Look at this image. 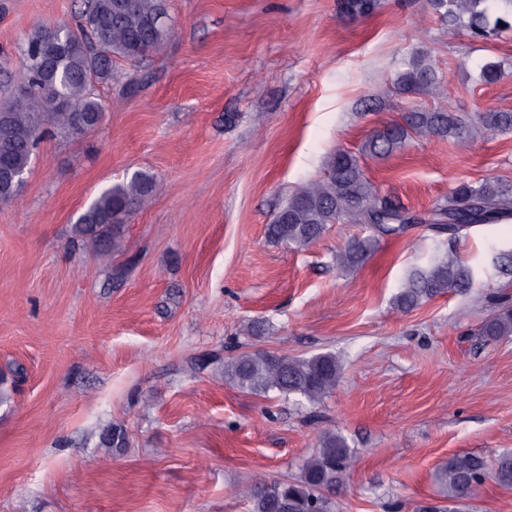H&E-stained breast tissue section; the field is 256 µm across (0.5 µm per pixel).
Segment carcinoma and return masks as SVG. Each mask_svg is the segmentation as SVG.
I'll use <instances>...</instances> for the list:
<instances>
[{
	"label": "carcinoma",
	"instance_id": "cac0c4a2",
	"mask_svg": "<svg viewBox=\"0 0 512 512\" xmlns=\"http://www.w3.org/2000/svg\"><path fill=\"white\" fill-rule=\"evenodd\" d=\"M378 0H339L342 14H372ZM429 11L450 29L475 38L512 31V0H427ZM166 0H85L76 27L40 23L23 45V75L0 80V162L29 170L32 155L47 132L83 135L103 121L107 104L94 94L98 84L112 82L118 62L137 63L163 49L170 35ZM438 73L422 50L414 51L393 82L412 98L433 95ZM512 131V111L454 112L419 105L402 122L374 133L354 154L338 150L324 164L323 174L299 183L266 227L267 237L290 249L302 250L323 237L331 224H361L366 236H354L334 255L336 265L357 268L374 253L385 236L399 235L422 224L435 235L459 237L473 226L512 219V184L486 179L462 182L434 206L420 213L379 196L366 176V160L388 156L408 140L452 138L459 143ZM159 192L153 175L136 172L97 194L73 224V240L90 245L99 264L112 268V252L130 215ZM491 265L500 277L512 276V249L494 250ZM476 268L454 254L434 256L427 267L411 272L394 298V308L408 313L437 295L465 294ZM478 335L487 341L512 340V303L485 318ZM210 363L224 366V378L251 394L275 391L298 405L317 404L336 389L341 365L332 353L306 358L265 350L244 351ZM126 443L122 428L111 426L101 444ZM356 460L355 449L334 430L321 432L317 448L303 461L294 481L257 479L243 495L252 512H331L330 495L343 486ZM512 488V451L489 462L473 454H455L436 472L448 502L456 504L480 492L486 480Z\"/></svg>",
	"mask_w": 512,
	"mask_h": 512
}]
</instances>
